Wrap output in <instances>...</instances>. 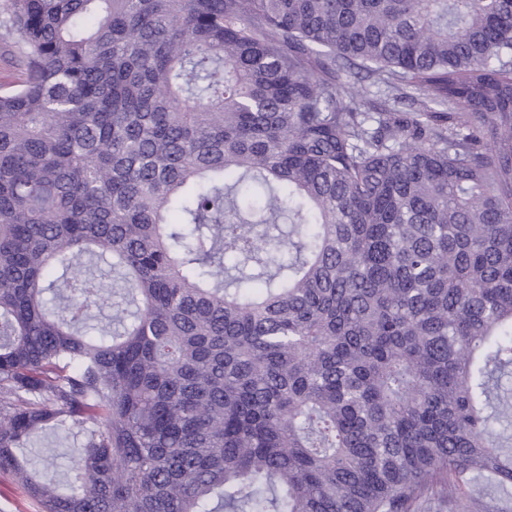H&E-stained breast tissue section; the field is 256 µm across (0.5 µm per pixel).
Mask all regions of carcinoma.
I'll use <instances>...</instances> for the list:
<instances>
[{
    "instance_id": "obj_1",
    "label": "carcinoma",
    "mask_w": 512,
    "mask_h": 512,
    "mask_svg": "<svg viewBox=\"0 0 512 512\" xmlns=\"http://www.w3.org/2000/svg\"><path fill=\"white\" fill-rule=\"evenodd\" d=\"M8 27L0 471L41 512L512 501V0ZM354 66L387 105L344 100ZM47 432L81 437L63 484L24 454Z\"/></svg>"
}]
</instances>
